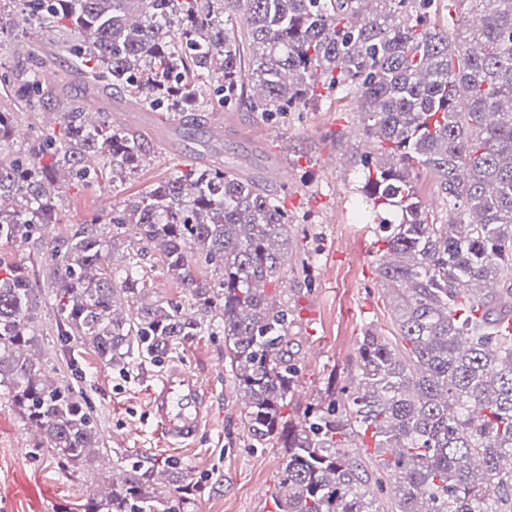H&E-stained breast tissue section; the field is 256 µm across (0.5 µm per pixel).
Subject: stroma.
<instances>
[{"instance_id":"35a3bbf8","label":"stroma","mask_w":512,"mask_h":512,"mask_svg":"<svg viewBox=\"0 0 512 512\" xmlns=\"http://www.w3.org/2000/svg\"><path fill=\"white\" fill-rule=\"evenodd\" d=\"M15 112L19 128L54 124L69 101L50 99L41 114L28 112L17 95L0 90V108ZM224 135L209 145L189 140L178 123L158 125L154 113L129 108L124 127L140 133L149 153L142 167L120 187L105 180L63 184L55 197L62 221L26 242L0 244V258L28 270L43 306L30 349L46 368L50 382L72 388L86 404L109 458L100 467L61 470L51 454L36 455L37 436L23 419L7 390L0 388V512H58L82 503L99 489L100 471L113 461L131 459L144 466L174 461L197 479L188 512H271L283 451L276 443L253 444L244 425L239 388L224 356V336L203 330L174 350L214 396L210 422L193 446L171 450L154 435L148 387L162 362L132 357L122 366L99 357L92 348L62 349L55 331L50 247L94 215L107 214L123 200L164 180L187 154L206 151L226 168L261 176L288 211V272L276 295L295 309L290 336L296 345L298 406L324 394L328 376L344 382L354 371L357 350L367 324L389 333L388 300L377 280L380 244L377 224L358 220L352 193L363 179L359 157L364 149L353 133L360 119L352 100L332 96L311 101L286 115L262 118L249 106L223 109ZM335 153L345 161L328 166ZM288 178L280 180V164ZM139 253L138 273L145 283L143 302L176 304L190 310L191 296L162 270L158 248L139 251L131 237L117 240L114 266ZM309 274H302L304 258ZM318 357H311V350Z\"/></svg>"}]
</instances>
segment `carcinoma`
Here are the masks:
<instances>
[{"label": "carcinoma", "instance_id": "cac0c4a2", "mask_svg": "<svg viewBox=\"0 0 512 512\" xmlns=\"http://www.w3.org/2000/svg\"><path fill=\"white\" fill-rule=\"evenodd\" d=\"M23 20L74 37L59 85L69 77L91 97L126 92L144 111L178 104L179 123L207 133L214 84L222 106L259 89L252 110L273 114L316 96L351 97L368 147L359 211L385 210L377 278L390 300V335L363 332L356 369L284 415L297 381L293 310L270 295L288 258V218L263 181L205 165L184 168L104 216L53 242L57 336L92 341L123 363L158 357L211 324L243 393L251 439L284 448L274 512H379L369 485L395 512H512V337L497 324L512 315V0H448L452 27L432 21L438 0H19ZM35 67L0 69L30 112L45 107L44 73L55 64L43 43ZM73 102L59 128L36 126L27 154L0 156V243L26 240L60 223L51 197L58 169L91 184L109 171L124 182L145 161L140 136L88 124ZM15 113L0 110V143ZM102 154L100 168L88 157ZM435 176L445 217L420 199L421 173ZM131 235L162 248L166 273L194 310L141 302L138 255L122 270L110 251ZM213 265L201 279L193 259ZM42 300L29 276L0 260V387L61 469L93 465L98 433L82 401L45 380L27 353ZM370 437L375 471L351 450ZM137 462L106 476L111 491L59 512H180L194 488L189 472Z\"/></svg>", "mask_w": 512, "mask_h": 512}]
</instances>
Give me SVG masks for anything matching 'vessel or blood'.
Masks as SVG:
<instances>
[{"label": "vessel or blood", "instance_id": "obj_1", "mask_svg": "<svg viewBox=\"0 0 512 512\" xmlns=\"http://www.w3.org/2000/svg\"><path fill=\"white\" fill-rule=\"evenodd\" d=\"M154 432L174 448L195 442L213 412V396L181 361L168 362L148 389Z\"/></svg>", "mask_w": 512, "mask_h": 512}]
</instances>
